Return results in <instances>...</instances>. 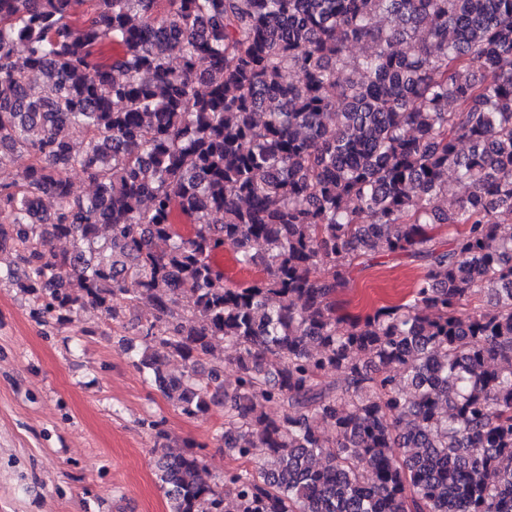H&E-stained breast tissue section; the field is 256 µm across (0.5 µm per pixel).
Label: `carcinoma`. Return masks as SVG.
I'll list each match as a JSON object with an SVG mask.
<instances>
[{"instance_id":"obj_1","label":"carcinoma","mask_w":512,"mask_h":512,"mask_svg":"<svg viewBox=\"0 0 512 512\" xmlns=\"http://www.w3.org/2000/svg\"><path fill=\"white\" fill-rule=\"evenodd\" d=\"M504 212L512 0H0V251L24 266L5 278L42 315L130 325L182 414L224 406L237 465L221 487L194 446L161 449L170 512H512ZM225 248L261 276L229 285ZM377 254L421 273L342 312Z\"/></svg>"}]
</instances>
